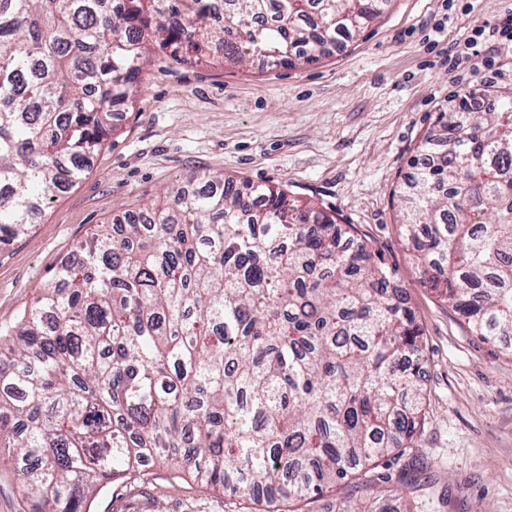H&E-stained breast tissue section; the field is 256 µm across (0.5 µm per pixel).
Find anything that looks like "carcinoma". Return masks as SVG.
<instances>
[{
  "label": "carcinoma",
  "mask_w": 512,
  "mask_h": 512,
  "mask_svg": "<svg viewBox=\"0 0 512 512\" xmlns=\"http://www.w3.org/2000/svg\"><path fill=\"white\" fill-rule=\"evenodd\" d=\"M386 0H0V245L85 175L154 43L182 64H312ZM438 114L400 196L417 270L486 342L512 336V95ZM350 224L284 188L194 174L102 224L0 335V453L25 512H90L167 467L263 512L342 483L417 485L422 330Z\"/></svg>",
  "instance_id": "carcinoma-1"
}]
</instances>
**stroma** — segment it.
<instances>
[{
    "mask_svg": "<svg viewBox=\"0 0 512 512\" xmlns=\"http://www.w3.org/2000/svg\"><path fill=\"white\" fill-rule=\"evenodd\" d=\"M512 0H390L383 15L325 59L296 66L152 50L133 107L82 180L27 235L0 247V328L18 322L60 263L97 225L125 222L192 173L287 188L355 225L405 289L423 328L430 415L401 465L421 469L403 492L412 512H512V358L474 336L425 285L397 231L398 191L441 109L474 88L512 93V40L494 29ZM493 71L477 69L470 39ZM92 512H244L236 498L171 472L102 489Z\"/></svg>",
    "mask_w": 512,
    "mask_h": 512,
    "instance_id": "stroma-1",
    "label": "stroma"
}]
</instances>
